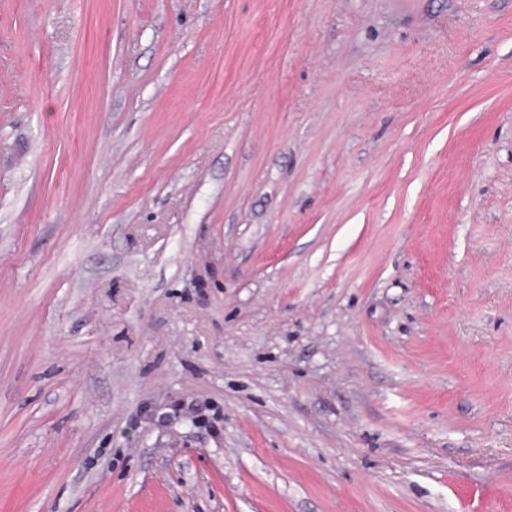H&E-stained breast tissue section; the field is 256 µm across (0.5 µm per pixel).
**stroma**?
Segmentation results:
<instances>
[{"label": "stroma", "instance_id": "stroma-1", "mask_svg": "<svg viewBox=\"0 0 512 512\" xmlns=\"http://www.w3.org/2000/svg\"><path fill=\"white\" fill-rule=\"evenodd\" d=\"M0 512H512V0H0Z\"/></svg>", "mask_w": 512, "mask_h": 512}]
</instances>
